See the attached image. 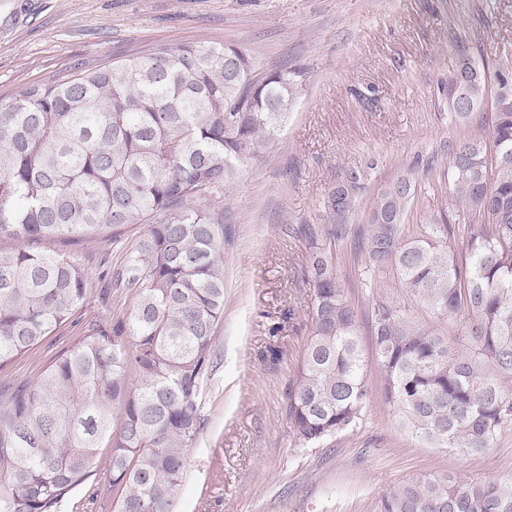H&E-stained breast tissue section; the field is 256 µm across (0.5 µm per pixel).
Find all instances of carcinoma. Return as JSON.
Listing matches in <instances>:
<instances>
[{
    "instance_id": "obj_1",
    "label": "carcinoma",
    "mask_w": 512,
    "mask_h": 512,
    "mask_svg": "<svg viewBox=\"0 0 512 512\" xmlns=\"http://www.w3.org/2000/svg\"><path fill=\"white\" fill-rule=\"evenodd\" d=\"M465 87L474 105L487 77L462 57L448 108ZM298 83L260 72L224 43L151 52L19 89L0 101V363L40 344L89 293L88 273L51 249L77 238L143 239L117 273L133 291L128 320L91 323L34 382L0 386V512H59L109 449L116 512H175L190 449L203 429L202 386L224 318V196L288 120ZM451 194L467 208L461 254L454 224L403 235L415 180L374 200L362 238L368 270L448 320L443 336L379 300L368 320L380 393L399 428L461 455L493 447L512 423V80L493 91L492 146L459 140ZM360 175L346 172L324 207L325 244L311 254V334L288 391L290 433L315 448L355 428L372 392L359 316L346 300L333 247L353 231ZM379 512H512V484L433 476L383 499Z\"/></svg>"
}]
</instances>
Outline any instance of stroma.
<instances>
[{
  "mask_svg": "<svg viewBox=\"0 0 512 512\" xmlns=\"http://www.w3.org/2000/svg\"><path fill=\"white\" fill-rule=\"evenodd\" d=\"M227 43L260 70L301 73L284 129L241 165L224 197V319L203 382L204 429L190 451L176 512H378L402 485L450 474L512 482V427L492 448L463 456L401 432L373 392L362 421L318 448L296 447L287 416L311 330L308 230L326 223L324 201L351 169L361 188L349 222L363 235L374 198L397 178L417 180L405 235L423 225L469 223L455 204L448 154L465 135L488 138L492 100L466 121L448 112V78L470 56L488 77L512 73V0H0V99L77 66L93 67L159 46ZM144 232L118 243L57 242L89 275L90 295L28 353L0 364V384L35 380L89 323L127 318L134 299L112 275ZM348 301L400 304L447 333L393 273L366 287L353 241L337 244ZM106 466L60 512H115Z\"/></svg>",
  "mask_w": 512,
  "mask_h": 512,
  "instance_id": "35a3bbf8",
  "label": "stroma"
}]
</instances>
